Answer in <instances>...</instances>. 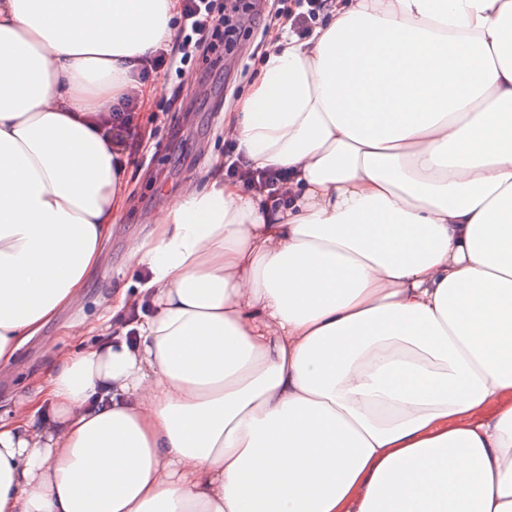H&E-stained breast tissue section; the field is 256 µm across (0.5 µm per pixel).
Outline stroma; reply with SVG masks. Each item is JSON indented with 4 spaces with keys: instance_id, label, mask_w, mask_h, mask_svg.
Listing matches in <instances>:
<instances>
[{
    "instance_id": "stroma-1",
    "label": "stroma",
    "mask_w": 512,
    "mask_h": 512,
    "mask_svg": "<svg viewBox=\"0 0 512 512\" xmlns=\"http://www.w3.org/2000/svg\"><path fill=\"white\" fill-rule=\"evenodd\" d=\"M257 29L241 30L233 48L195 55L187 75L168 72L157 78L162 95L150 105L147 132L138 133L124 152L132 193L121 219L112 227L105 243V261L88 277L83 301L62 310L40 332L23 345L14 360L0 367V417H8L14 403L27 395L31 378L50 357L72 348L71 324L108 319L110 298L116 288L135 290L142 271L128 266L131 240L144 235L145 215L164 207L170 194L185 180L205 173L209 157L232 149L224 133V115L234 111L247 93L265 57ZM207 76L208 96H196L191 77Z\"/></svg>"
}]
</instances>
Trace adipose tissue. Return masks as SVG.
<instances>
[{
    "label": "adipose tissue",
    "mask_w": 512,
    "mask_h": 512,
    "mask_svg": "<svg viewBox=\"0 0 512 512\" xmlns=\"http://www.w3.org/2000/svg\"><path fill=\"white\" fill-rule=\"evenodd\" d=\"M179 0H0V365L131 191L101 119ZM213 156L148 215L130 324L0 420V512H512V0H331L271 39ZM228 153L224 160L225 175L241 179L248 190L259 194H267L269 198L286 204L288 202V176L281 171H258L248 167L247 162L238 150Z\"/></svg>",
    "instance_id": "obj_1"
}]
</instances>
